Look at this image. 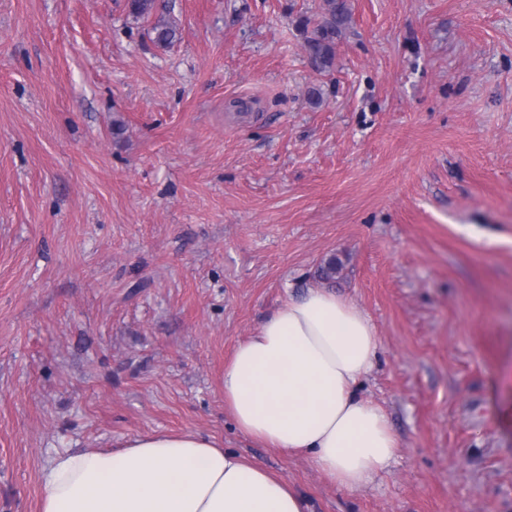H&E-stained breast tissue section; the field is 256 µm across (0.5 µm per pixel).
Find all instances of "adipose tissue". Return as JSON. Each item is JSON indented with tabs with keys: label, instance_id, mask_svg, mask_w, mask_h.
<instances>
[{
	"label": "adipose tissue",
	"instance_id": "obj_1",
	"mask_svg": "<svg viewBox=\"0 0 512 512\" xmlns=\"http://www.w3.org/2000/svg\"><path fill=\"white\" fill-rule=\"evenodd\" d=\"M371 320L335 293L288 299L239 343L224 409L264 445L312 461L330 482L364 488L392 463L386 414L359 393L373 369ZM40 512H307L287 479L196 433L130 438L117 450L57 453L40 471Z\"/></svg>",
	"mask_w": 512,
	"mask_h": 512
}]
</instances>
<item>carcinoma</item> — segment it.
Wrapping results in <instances>:
<instances>
[{
	"mask_svg": "<svg viewBox=\"0 0 512 512\" xmlns=\"http://www.w3.org/2000/svg\"><path fill=\"white\" fill-rule=\"evenodd\" d=\"M156 9V0H129V11L135 17L145 18ZM351 15L346 0H323V12L319 19L301 20L304 47L314 69L328 72L336 56V44ZM152 30L160 45H169L177 38L175 27L158 18Z\"/></svg>",
	"mask_w": 512,
	"mask_h": 512,
	"instance_id": "cac0c4a2",
	"label": "carcinoma"
}]
</instances>
